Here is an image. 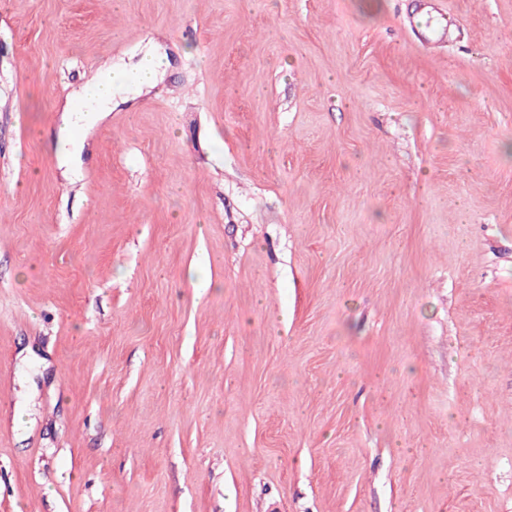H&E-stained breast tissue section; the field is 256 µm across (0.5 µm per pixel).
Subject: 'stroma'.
<instances>
[{"label": "stroma", "mask_w": 512, "mask_h": 512, "mask_svg": "<svg viewBox=\"0 0 512 512\" xmlns=\"http://www.w3.org/2000/svg\"><path fill=\"white\" fill-rule=\"evenodd\" d=\"M449 3L0 0V512H512V0ZM423 5V9L430 8L427 11H434L439 16V20L435 25H430L426 30L422 31L423 43L431 49H441L448 40L450 29L454 24V17L449 16L446 9H436L434 2H426ZM166 66V58L156 53H146L133 71L114 70L111 64L62 106H55L57 112H61L56 132V156L59 167L65 168V178L73 175L81 163V155L87 147L84 128L94 124L102 114L111 112L114 94L130 90V85L135 90L152 87ZM77 102H82L83 108L78 109Z\"/></svg>", "instance_id": "stroma-1"}]
</instances>
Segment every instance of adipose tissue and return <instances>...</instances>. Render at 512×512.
<instances>
[{
	"mask_svg": "<svg viewBox=\"0 0 512 512\" xmlns=\"http://www.w3.org/2000/svg\"><path fill=\"white\" fill-rule=\"evenodd\" d=\"M166 65L164 56L145 54L134 70L107 68L66 100L60 108L56 132V156L65 175L76 172L87 147L84 130L111 111L114 94L129 88L139 90L153 86Z\"/></svg>",
	"mask_w": 512,
	"mask_h": 512,
	"instance_id": "obj_1",
	"label": "adipose tissue"
}]
</instances>
